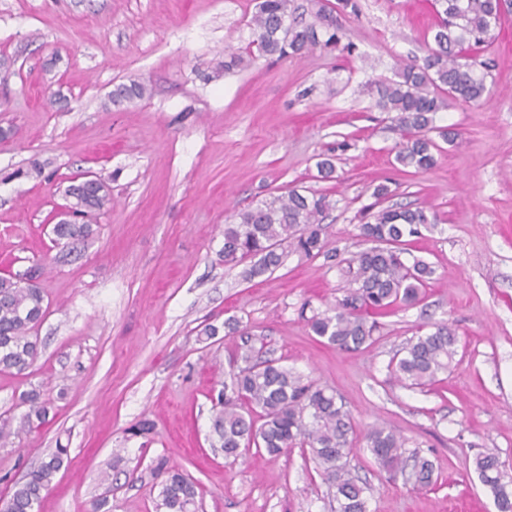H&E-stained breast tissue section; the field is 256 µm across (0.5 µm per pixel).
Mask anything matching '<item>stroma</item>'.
I'll return each mask as SVG.
<instances>
[{
	"label": "stroma",
	"instance_id": "stroma-1",
	"mask_svg": "<svg viewBox=\"0 0 512 512\" xmlns=\"http://www.w3.org/2000/svg\"><path fill=\"white\" fill-rule=\"evenodd\" d=\"M357 2L337 18L352 50L276 61L248 54L257 0H0V276L42 264L48 305L28 375L0 373L12 431L0 441V494L65 447L72 462L39 512H155L161 461L197 482L199 512H333L307 449L233 463L212 451V400L235 339L202 330L234 319L345 401L348 461L372 489L370 512H497L472 461L490 448L512 468V7L479 56L488 96L439 112L455 140L432 169L409 173L375 84L427 54L435 15L429 0ZM230 52L245 54L242 67L225 70ZM133 80L146 95L113 105L114 86ZM327 156L335 171L324 178ZM88 170L111 202L72 248L52 226L65 187ZM379 184L438 225L410 246L435 270L420 302L378 316L374 344L339 350L301 314L346 294L335 261L289 251L251 280L225 265L226 216L294 187L329 196L327 248L351 258ZM434 324L455 330V360L436 384L407 388L388 364ZM33 389L51 402L36 428L22 401ZM143 420L152 433L130 435ZM376 425L432 460L430 486L376 463L365 442Z\"/></svg>",
	"mask_w": 512,
	"mask_h": 512
}]
</instances>
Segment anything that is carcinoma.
<instances>
[{
  "label": "carcinoma",
  "mask_w": 512,
  "mask_h": 512,
  "mask_svg": "<svg viewBox=\"0 0 512 512\" xmlns=\"http://www.w3.org/2000/svg\"><path fill=\"white\" fill-rule=\"evenodd\" d=\"M438 21L434 48L421 59L402 60L396 79L377 86V107L393 114L400 131L396 162L414 172L431 169L438 143L430 136L434 117L450 98L475 104L488 92L487 73L477 69V53L488 47L501 29L504 0H433ZM319 23L331 30L326 39L314 23L293 17L291 0H259L252 25L262 55L278 59L301 57L313 48L337 44L340 28L317 14ZM146 86L131 81L112 91L114 105L144 97ZM65 196L69 220H60L52 232L58 241L76 244L92 234L97 213L109 203L104 179L93 185L72 181ZM332 204L324 194H305L298 189L263 204L235 211L223 229L224 264L250 262V278L272 273L283 262L285 248L307 257L330 258L323 238V220ZM436 214L424 207L392 205L372 213L360 225V236L370 243L346 264L352 287L336 305L307 319L311 332L340 350H359L375 342L377 321L396 304L411 306L433 276L427 262L405 258L412 238L430 231ZM40 268L0 276V373L24 375L38 356L34 327L46 315L47 305L37 285ZM228 333L239 335L230 360L229 380L217 395L210 417V447L229 460L257 448L279 456L297 445L307 447L323 479L333 490L336 512H369V488L352 472L347 462L351 453L352 417L345 403L330 389L273 359L259 356L249 333L227 324ZM458 338L445 324L410 338L390 360V374L408 388H424L448 372L457 353ZM29 405L26 422H45L49 402L41 393L23 394ZM260 410L256 424L244 411ZM366 447L376 462L389 473L407 474L415 487L433 481V462L417 452L409 453L403 438L387 427H374L366 434ZM69 464V451L59 447L26 479L11 488L5 500L7 512H34L55 475ZM162 475L156 512H197L198 486L181 470L157 466ZM474 471L491 493L497 512H512V474L499 455L487 450L474 459Z\"/></svg>",
  "instance_id": "carcinoma-1"
}]
</instances>
